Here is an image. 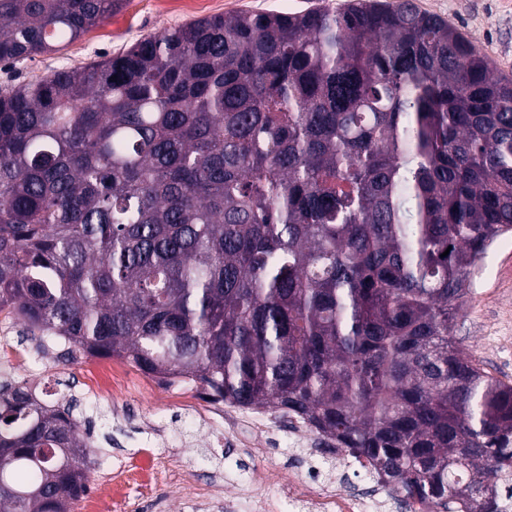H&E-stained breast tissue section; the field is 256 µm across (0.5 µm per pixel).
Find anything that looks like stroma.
<instances>
[{"label":"stroma","mask_w":512,"mask_h":512,"mask_svg":"<svg viewBox=\"0 0 512 512\" xmlns=\"http://www.w3.org/2000/svg\"><path fill=\"white\" fill-rule=\"evenodd\" d=\"M345 0H124L112 15L91 27L61 50L43 53L23 63H0V87L29 82L60 68L80 67L102 57L116 56L146 35L172 29L204 17L247 11L298 12L324 3L334 7ZM421 11L437 15L457 28L491 61L495 74L512 78V0H413ZM452 337L492 375L512 382V237L500 239L484 258L474 291L456 318ZM12 348L24 356L37 375L30 387L40 401L71 402L98 450V464L89 477L97 484L108 467L121 462L144 465L177 456L196 487L217 485L221 495L200 512H227L225 500H245L255 493L253 473L259 466L279 470V484L265 495L287 503L288 481L315 466L323 478L335 481L340 450L326 447L319 435L295 439L288 433V418L266 413L262 427L241 432V445L229 438L241 408L220 405L221 423L211 414L188 415L197 389L166 386L136 367H129L135 389L127 402H99L86 391L84 366L50 339L27 330L18 318L0 320V351ZM271 446L257 458L245 442Z\"/></svg>","instance_id":"obj_1"}]
</instances>
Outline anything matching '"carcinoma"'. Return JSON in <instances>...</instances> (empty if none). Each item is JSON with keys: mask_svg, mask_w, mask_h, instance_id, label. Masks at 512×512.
<instances>
[{"mask_svg": "<svg viewBox=\"0 0 512 512\" xmlns=\"http://www.w3.org/2000/svg\"><path fill=\"white\" fill-rule=\"evenodd\" d=\"M123 0H0V62ZM512 236V80L408 2L191 20L0 89V314L299 419L409 502L512 512V384L453 342ZM0 389V512L97 449Z\"/></svg>", "mask_w": 512, "mask_h": 512, "instance_id": "1", "label": "carcinoma"}]
</instances>
